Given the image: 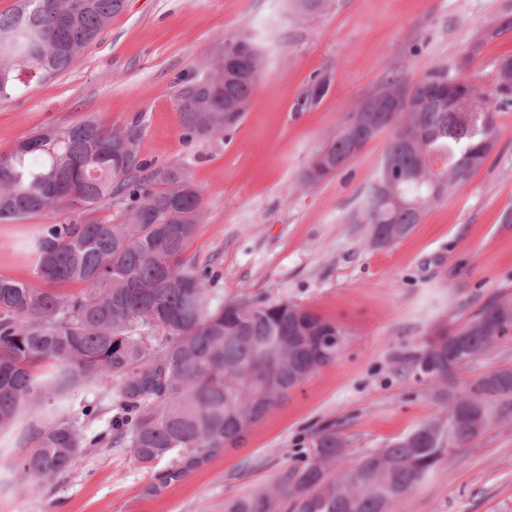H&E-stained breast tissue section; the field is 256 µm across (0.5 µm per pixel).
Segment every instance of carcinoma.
Returning <instances> with one entry per match:
<instances>
[{
  "label": "carcinoma",
  "instance_id": "obj_1",
  "mask_svg": "<svg viewBox=\"0 0 512 512\" xmlns=\"http://www.w3.org/2000/svg\"><path fill=\"white\" fill-rule=\"evenodd\" d=\"M125 0H19L0 16V100L26 83L71 68L97 41ZM174 103L183 137L193 142L228 132L241 118L261 64L250 37L226 38ZM469 87L484 112L473 131L456 110L448 83ZM313 78L302 111L327 91ZM406 89L401 111L356 107L311 159L304 183L345 168L367 143L390 133L380 168L352 224L386 247L406 236L424 212L466 182L497 142L495 111L470 82L440 70L415 83L388 77L376 94ZM143 126L121 129L93 119L46 128L0 155V222L17 223L75 206L84 218L45 224L31 243L35 280L0 275V431L22 407L50 408L18 439L21 480L65 473L81 449L98 442L64 413L80 388L116 385L126 412L118 433L134 460L150 467L172 454L199 457L234 448L288 392L332 362L343 331L286 300L226 301L207 287L209 271L187 256L204 214L191 162L155 167L142 159ZM119 223L93 217L112 201ZM78 284L76 293L58 288ZM512 337V298L498 297L455 330L436 333L415 357L433 383L440 412L406 436L336 471L343 442L336 428L317 430L312 458L276 480L224 499V512H390L460 448L484 436L512 404V367L456 385L457 372Z\"/></svg>",
  "mask_w": 512,
  "mask_h": 512
}]
</instances>
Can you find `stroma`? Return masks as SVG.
Returning <instances> with one entry per match:
<instances>
[{"label": "stroma", "mask_w": 512, "mask_h": 512, "mask_svg": "<svg viewBox=\"0 0 512 512\" xmlns=\"http://www.w3.org/2000/svg\"><path fill=\"white\" fill-rule=\"evenodd\" d=\"M512 0H330L300 15L287 0H126L96 43L67 71L0 102V155L45 128L86 117L119 129L144 124L143 158L154 166L192 157L205 214L188 254L214 275L225 300L285 299L336 323V359L292 389L235 448L181 455L144 468L108 432L121 417L115 393L81 388L67 410L97 445L70 469L30 485L16 478L17 438L41 410H21L0 432V512H221L225 498L271 483L306 458L315 431L334 425L341 462L407 435L439 411L411 364L434 332L455 329L495 297H512V104L496 105L498 143L447 199L384 249L349 223L375 178L388 137L344 169L305 186L312 155L342 117L386 76L413 82L436 68L494 95L512 56ZM245 34L263 57L241 120L224 137L187 142L174 105L178 82L197 77L224 38ZM329 88L315 106L296 103L314 75ZM73 209L0 223V274L33 278L20 247ZM392 512H512V411L443 461Z\"/></svg>", "instance_id": "1"}]
</instances>
